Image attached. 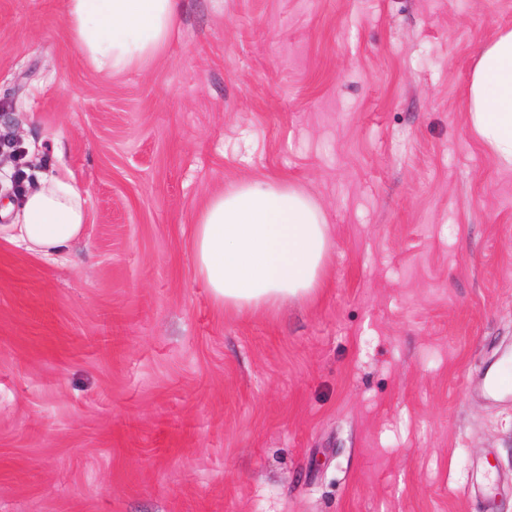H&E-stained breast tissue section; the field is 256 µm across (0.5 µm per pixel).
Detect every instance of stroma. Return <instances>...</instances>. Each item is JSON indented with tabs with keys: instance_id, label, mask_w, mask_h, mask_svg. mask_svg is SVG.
Returning <instances> with one entry per match:
<instances>
[{
	"instance_id": "stroma-1",
	"label": "stroma",
	"mask_w": 512,
	"mask_h": 512,
	"mask_svg": "<svg viewBox=\"0 0 512 512\" xmlns=\"http://www.w3.org/2000/svg\"><path fill=\"white\" fill-rule=\"evenodd\" d=\"M512 0H184L107 75L0 0V136L88 199L0 234V512H512V170L466 119ZM280 179L334 242L309 301L226 315L197 209ZM87 221L86 198L65 175L41 176L37 189L22 198L13 224L0 225L32 253L64 256L80 241Z\"/></svg>"
}]
</instances>
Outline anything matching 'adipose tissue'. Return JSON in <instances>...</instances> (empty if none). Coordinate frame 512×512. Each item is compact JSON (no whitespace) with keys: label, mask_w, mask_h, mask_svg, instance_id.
I'll list each match as a JSON object with an SVG mask.
<instances>
[{"label":"adipose tissue","mask_w":512,"mask_h":512,"mask_svg":"<svg viewBox=\"0 0 512 512\" xmlns=\"http://www.w3.org/2000/svg\"><path fill=\"white\" fill-rule=\"evenodd\" d=\"M182 0H63L69 36L93 69L118 74L144 68L168 45ZM467 120L512 169V29L481 49L466 87ZM86 199L65 175H42L23 197L7 230L32 253L64 256L80 241ZM332 248L317 200L294 185L247 181L214 193L197 211V274L230 314L260 311L313 297Z\"/></svg>","instance_id":"obj_1"}]
</instances>
